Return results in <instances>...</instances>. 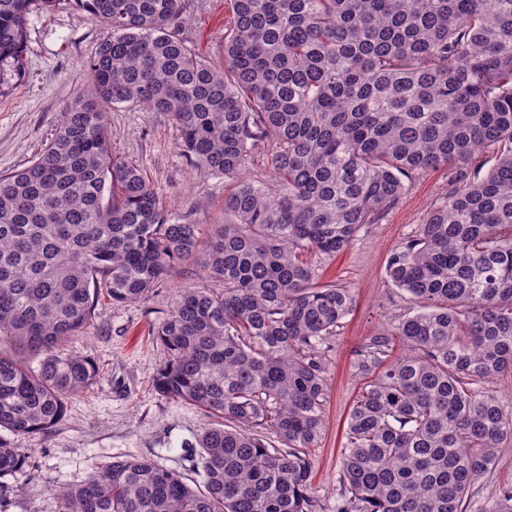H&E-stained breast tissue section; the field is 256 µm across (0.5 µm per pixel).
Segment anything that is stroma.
<instances>
[{"mask_svg": "<svg viewBox=\"0 0 512 512\" xmlns=\"http://www.w3.org/2000/svg\"><path fill=\"white\" fill-rule=\"evenodd\" d=\"M185 5L182 38L200 56L220 61L232 27L233 0H185ZM101 36V26L71 0L30 15L26 75L0 95V175L30 165L54 138L62 112L88 81L87 63ZM106 127L113 153L139 167L166 209L206 227L223 223L231 181L188 165L167 114L118 104L107 108ZM455 174V168L443 167L418 176L380 223L361 229L336 257L312 260L319 283L336 282L355 295L353 310L323 354L324 429L318 447L308 451L321 512H336L341 449L362 388L354 353L404 307L400 292L386 279L388 257L447 195ZM186 283L180 267L143 301L116 308L108 298L100 299L91 324L70 344L94 362L96 381L68 399L62 420L49 434L14 438L18 453L34 456L38 467L33 475L0 481L8 512H58L60 492L84 481L93 468L129 455L176 469L190 485L200 484L197 439L213 420L161 395L153 382L167 351L152 329L169 314L176 288Z\"/></svg>", "mask_w": 512, "mask_h": 512, "instance_id": "stroma-1", "label": "stroma"}]
</instances>
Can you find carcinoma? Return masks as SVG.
<instances>
[{
  "label": "carcinoma",
  "instance_id": "1",
  "mask_svg": "<svg viewBox=\"0 0 512 512\" xmlns=\"http://www.w3.org/2000/svg\"><path fill=\"white\" fill-rule=\"evenodd\" d=\"M55 2L0 0V93L4 72L24 75L28 16ZM74 2L103 28L88 85L32 163L0 175V432L49 433L97 377L60 347L101 295L142 301L177 265L202 283L155 327L154 384L215 423L202 485L127 456L59 512H317L320 349L355 299L304 257L343 251L442 166L462 173L386 264L410 306L356 353L336 512H467L512 444L491 389L512 374V0H233L218 63L180 38L185 0ZM103 104L168 113L189 165L234 181L225 223L170 213L112 153ZM259 149L273 186L244 176ZM484 152L493 166L469 168ZM32 467L0 436V478ZM479 512H512V485Z\"/></svg>",
  "mask_w": 512,
  "mask_h": 512
}]
</instances>
